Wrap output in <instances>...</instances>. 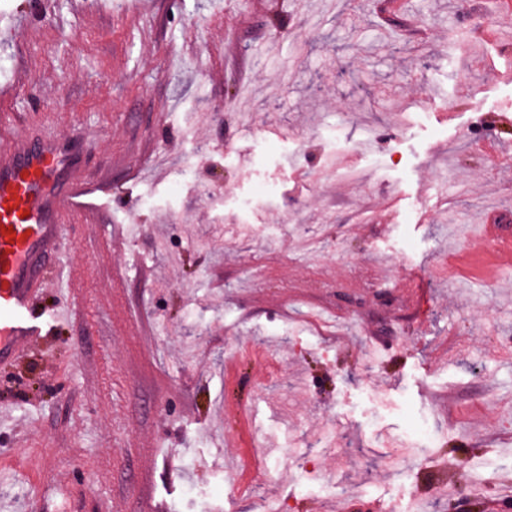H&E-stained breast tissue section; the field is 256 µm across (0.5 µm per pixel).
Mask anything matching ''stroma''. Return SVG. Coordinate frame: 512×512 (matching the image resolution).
Wrapping results in <instances>:
<instances>
[{"instance_id":"stroma-1","label":"stroma","mask_w":512,"mask_h":512,"mask_svg":"<svg viewBox=\"0 0 512 512\" xmlns=\"http://www.w3.org/2000/svg\"><path fill=\"white\" fill-rule=\"evenodd\" d=\"M470 2L417 46L372 0H0L13 133L112 168L0 364V512H512V11Z\"/></svg>"}]
</instances>
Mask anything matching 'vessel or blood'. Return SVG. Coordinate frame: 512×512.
I'll return each mask as SVG.
<instances>
[{"mask_svg":"<svg viewBox=\"0 0 512 512\" xmlns=\"http://www.w3.org/2000/svg\"><path fill=\"white\" fill-rule=\"evenodd\" d=\"M0 113V361L39 336L35 293L61 224L89 211L85 196L112 190L110 175L88 174L66 138L6 142Z\"/></svg>","mask_w":512,"mask_h":512,"instance_id":"obj_1","label":"vessel or blood"}]
</instances>
